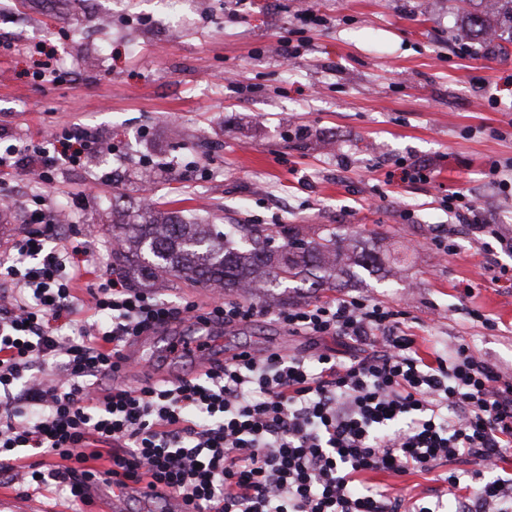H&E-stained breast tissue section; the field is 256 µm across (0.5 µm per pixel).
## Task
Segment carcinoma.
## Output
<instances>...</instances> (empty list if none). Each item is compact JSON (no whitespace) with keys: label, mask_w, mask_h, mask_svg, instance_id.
Returning a JSON list of instances; mask_svg holds the SVG:
<instances>
[{"label":"carcinoma","mask_w":512,"mask_h":512,"mask_svg":"<svg viewBox=\"0 0 512 512\" xmlns=\"http://www.w3.org/2000/svg\"><path fill=\"white\" fill-rule=\"evenodd\" d=\"M122 242L112 264L129 278L173 275L192 284L243 292L258 285L266 295L304 283L330 287L350 266L379 270L376 257L356 255L346 238L324 230L306 240L298 229L279 224L269 232L247 224H201L174 212L147 207L112 215Z\"/></svg>","instance_id":"cac0c4a2"}]
</instances>
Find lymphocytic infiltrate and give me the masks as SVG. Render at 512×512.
<instances>
[{
    "label": "lymphocytic infiltrate",
    "mask_w": 512,
    "mask_h": 512,
    "mask_svg": "<svg viewBox=\"0 0 512 512\" xmlns=\"http://www.w3.org/2000/svg\"><path fill=\"white\" fill-rule=\"evenodd\" d=\"M99 140L65 127L0 148V202L11 178L77 167ZM442 203L512 253V232L485 224L463 191ZM0 250V479L22 496L86 512L96 482L161 485L194 512H512V479L494 471L512 448V382L466 344L419 352L403 311L367 297L270 308L214 300L206 321L272 317L292 336L336 337L354 353L242 352L175 379L131 386L122 349L195 315L101 267L72 246L48 204ZM90 279L87 319L75 286ZM35 454L27 462V454ZM438 471L439 487L390 495L368 472ZM480 482L477 493L462 473Z\"/></svg>",
    "instance_id": "lymphocytic-infiltrate-1"
}]
</instances>
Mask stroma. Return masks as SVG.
Instances as JSON below:
<instances>
[{
    "mask_svg": "<svg viewBox=\"0 0 512 512\" xmlns=\"http://www.w3.org/2000/svg\"><path fill=\"white\" fill-rule=\"evenodd\" d=\"M471 12L496 15L490 0H0V135L79 125L118 148L49 186L17 181L9 220L46 198L68 212L72 245L96 239L105 264L113 210L149 203L208 224L358 234L381 271L291 303L375 298L404 311L421 352L463 341L512 379V279L486 268L512 257L441 202L468 189L512 228V195L483 178L512 159V43L469 39ZM304 13L323 22L284 63ZM42 52L62 82L32 80ZM405 164L435 175L401 180ZM440 228L453 252L434 243ZM315 346L352 351L266 318L224 328L221 351Z\"/></svg>",
    "mask_w": 512,
    "mask_h": 512,
    "instance_id": "35a3bbf8",
    "label": "stroma"
}]
</instances>
